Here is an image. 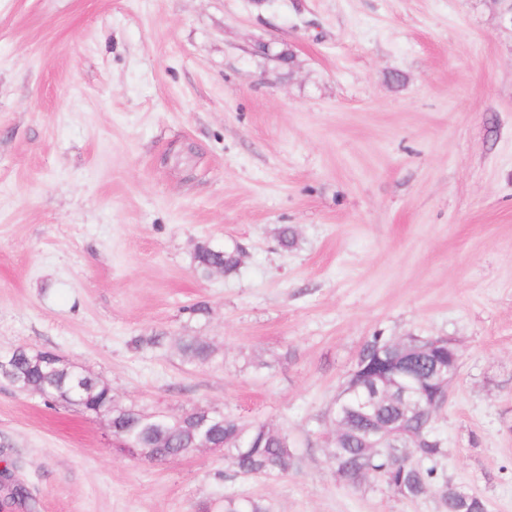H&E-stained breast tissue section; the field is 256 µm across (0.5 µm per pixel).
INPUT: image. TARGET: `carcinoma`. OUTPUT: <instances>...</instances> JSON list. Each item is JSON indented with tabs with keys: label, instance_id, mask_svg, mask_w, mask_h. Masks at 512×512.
Segmentation results:
<instances>
[{
	"label": "carcinoma",
	"instance_id": "1",
	"mask_svg": "<svg viewBox=\"0 0 512 512\" xmlns=\"http://www.w3.org/2000/svg\"><path fill=\"white\" fill-rule=\"evenodd\" d=\"M196 268L203 276L214 271L226 274L234 272L241 261L240 252L216 250L201 244L195 247ZM389 337L376 332L363 345L357 360L370 371L377 369L376 351L383 348ZM181 356L196 364L212 360L215 349L199 336H183L176 342ZM39 355L22 348L16 354V363L26 376L29 391L47 401L76 403L85 411L103 409L112 412L114 431L112 434L121 443L124 451L131 448H146L148 459L166 461L183 456L207 442L214 448L224 449V458L239 475H284L292 469L294 456L288 439L280 436L263 424L247 427L234 418H224V424L211 425L198 433L196 424L204 419L208 409L193 408L179 417L163 414L153 416L132 410H124L113 404L112 389L94 380L83 394L71 392V380L65 373H51L38 363ZM433 361L428 355H417L408 360L411 375L422 380L431 371ZM400 414L395 402H386L375 420L370 421L350 411L345 419L351 431L341 435L333 443L330 460L335 468L349 473L351 486H361L364 479L373 476L388 490L409 500H418L430 494L437 498L441 512H487L485 501L478 495L467 501L455 493L456 485L437 468L444 455L442 443L433 433L434 418L417 416L405 427L402 442L408 449V463L403 464L386 450L367 452L362 439L371 426L390 423ZM224 512H268L258 501L242 503L234 499L224 500Z\"/></svg>",
	"mask_w": 512,
	"mask_h": 512
}]
</instances>
